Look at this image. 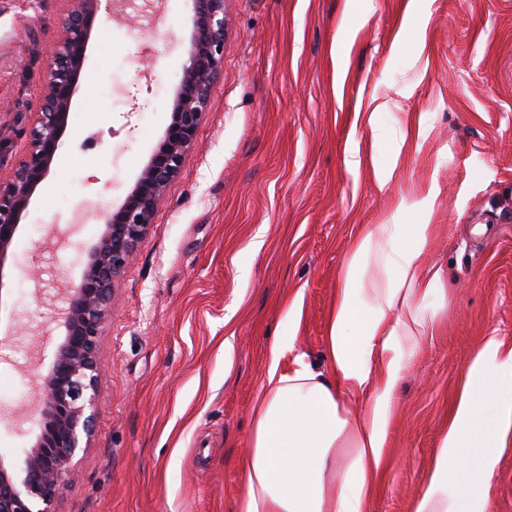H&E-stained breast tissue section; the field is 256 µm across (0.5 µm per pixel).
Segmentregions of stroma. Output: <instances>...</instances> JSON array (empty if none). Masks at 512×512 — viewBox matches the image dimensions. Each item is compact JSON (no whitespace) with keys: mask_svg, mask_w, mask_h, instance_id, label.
<instances>
[{"mask_svg":"<svg viewBox=\"0 0 512 512\" xmlns=\"http://www.w3.org/2000/svg\"><path fill=\"white\" fill-rule=\"evenodd\" d=\"M224 0V61L180 174L112 287L97 431L57 512H239L276 337L326 370L337 277L373 224L435 226L445 296L395 395L369 512H412L464 369L512 339V0ZM75 0H0V179L28 151ZM192 0L100 10L64 145L0 281V455L21 462L66 283L170 120ZM385 168L393 175L379 186ZM260 250H252L254 240ZM302 298L296 327L282 304ZM233 352L225 354L224 339Z\"/></svg>","mask_w":512,"mask_h":512,"instance_id":"stroma-1","label":"stroma"}]
</instances>
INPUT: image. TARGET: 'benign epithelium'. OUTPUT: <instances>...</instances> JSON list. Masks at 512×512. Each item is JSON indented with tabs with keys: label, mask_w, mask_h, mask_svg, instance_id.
Segmentation results:
<instances>
[{
	"label": "benign epithelium",
	"mask_w": 512,
	"mask_h": 512,
	"mask_svg": "<svg viewBox=\"0 0 512 512\" xmlns=\"http://www.w3.org/2000/svg\"><path fill=\"white\" fill-rule=\"evenodd\" d=\"M100 3L77 0L64 15L47 67L46 92L28 130L29 151L13 176L0 181V291L21 220L62 148ZM223 58L224 0H194V33L171 121L123 204L104 215V229L87 253L82 277L67 291L65 336L36 390L38 432L22 464L0 457V512H55L58 499L77 477L74 458L94 432V396L102 372L98 346L112 313V284L132 261L166 187L183 166Z\"/></svg>",
	"instance_id": "7a95c632"
}]
</instances>
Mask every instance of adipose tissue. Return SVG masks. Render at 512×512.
<instances>
[{"label": "adipose tissue", "instance_id": "obj_1", "mask_svg": "<svg viewBox=\"0 0 512 512\" xmlns=\"http://www.w3.org/2000/svg\"><path fill=\"white\" fill-rule=\"evenodd\" d=\"M428 224H375L339 275L324 338L327 372L275 338L240 457V512H368L393 419L441 275L428 263ZM292 366L280 371L284 354ZM512 441V342L486 337L413 512H488L499 455Z\"/></svg>", "mask_w": 512, "mask_h": 512}]
</instances>
